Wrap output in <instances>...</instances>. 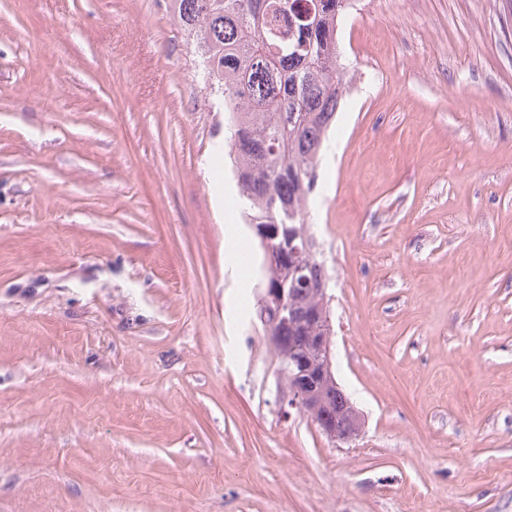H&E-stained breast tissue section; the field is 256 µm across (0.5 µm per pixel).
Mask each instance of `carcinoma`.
Here are the masks:
<instances>
[{"label": "carcinoma", "instance_id": "1", "mask_svg": "<svg viewBox=\"0 0 512 512\" xmlns=\"http://www.w3.org/2000/svg\"><path fill=\"white\" fill-rule=\"evenodd\" d=\"M345 0H170L206 89L224 101L228 155L249 224L312 239L306 202L344 95L337 27Z\"/></svg>", "mask_w": 512, "mask_h": 512}]
</instances>
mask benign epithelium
<instances>
[{
	"instance_id": "1",
	"label": "benign epithelium",
	"mask_w": 512,
	"mask_h": 512,
	"mask_svg": "<svg viewBox=\"0 0 512 512\" xmlns=\"http://www.w3.org/2000/svg\"><path fill=\"white\" fill-rule=\"evenodd\" d=\"M253 229L262 242L266 267L290 264L297 274L306 271L311 251L295 245L296 237L278 244L280 225L255 224ZM328 284L326 278L311 281L300 293L282 282L269 281L259 298L258 318L278 361L288 405L306 413L332 442L350 444L362 436L365 420L350 400H339L343 389L334 374Z\"/></svg>"
}]
</instances>
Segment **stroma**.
<instances>
[{"label":"stroma","mask_w":512,"mask_h":512,"mask_svg":"<svg viewBox=\"0 0 512 512\" xmlns=\"http://www.w3.org/2000/svg\"><path fill=\"white\" fill-rule=\"evenodd\" d=\"M167 0H0V512H512V0H356L308 202L336 445ZM327 278L309 280L311 288L268 281L258 304V318L278 361V376L288 390V405L306 413L332 442L350 444L364 430L361 412L346 399L334 374L333 328L327 313ZM304 288L300 294L297 289ZM307 295L305 300L302 297ZM310 312L298 321L299 308Z\"/></svg>","instance_id":"35a3bbf8"}]
</instances>
